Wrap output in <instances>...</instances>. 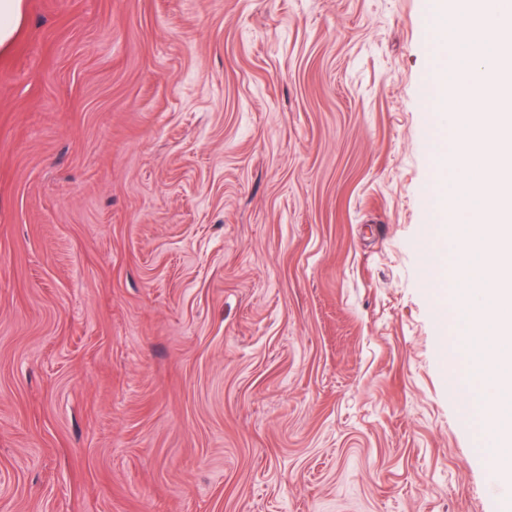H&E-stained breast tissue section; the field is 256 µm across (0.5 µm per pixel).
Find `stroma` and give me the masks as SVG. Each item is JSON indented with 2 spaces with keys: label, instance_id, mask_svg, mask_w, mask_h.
<instances>
[{
  "label": "stroma",
  "instance_id": "obj_1",
  "mask_svg": "<svg viewBox=\"0 0 512 512\" xmlns=\"http://www.w3.org/2000/svg\"><path fill=\"white\" fill-rule=\"evenodd\" d=\"M25 2L0 512H503L425 256L431 0Z\"/></svg>",
  "mask_w": 512,
  "mask_h": 512
}]
</instances>
